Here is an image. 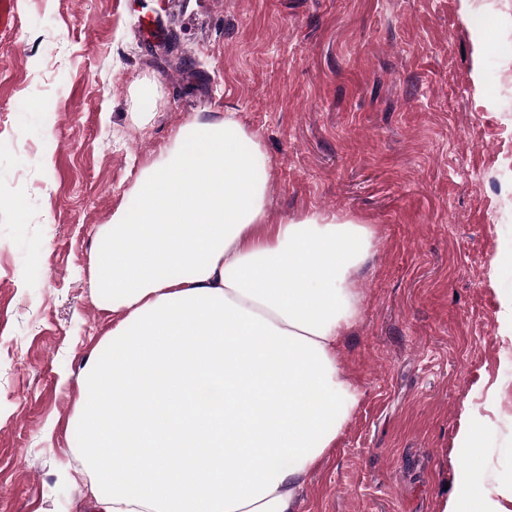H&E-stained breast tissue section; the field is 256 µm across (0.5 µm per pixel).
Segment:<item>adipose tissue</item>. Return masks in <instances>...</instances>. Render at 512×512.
<instances>
[{"instance_id": "obj_1", "label": "adipose tissue", "mask_w": 512, "mask_h": 512, "mask_svg": "<svg viewBox=\"0 0 512 512\" xmlns=\"http://www.w3.org/2000/svg\"><path fill=\"white\" fill-rule=\"evenodd\" d=\"M92 265L116 319L75 421L96 512H293L360 401L339 361L372 225L269 223L268 159L235 113L194 122L134 182ZM441 512H512L470 470Z\"/></svg>"}]
</instances>
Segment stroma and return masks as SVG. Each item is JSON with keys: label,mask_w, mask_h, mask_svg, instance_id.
Returning a JSON list of instances; mask_svg holds the SVG:
<instances>
[{"label": "stroma", "mask_w": 512, "mask_h": 512, "mask_svg": "<svg viewBox=\"0 0 512 512\" xmlns=\"http://www.w3.org/2000/svg\"><path fill=\"white\" fill-rule=\"evenodd\" d=\"M0 32V512H92L78 410L112 328L96 241L143 165L236 113L270 223L374 225L340 361L361 402L296 512L512 494V0H16ZM162 17L148 50L137 12ZM157 87L152 111L135 90ZM481 433L472 458L461 430Z\"/></svg>", "instance_id": "35a3bbf8"}]
</instances>
